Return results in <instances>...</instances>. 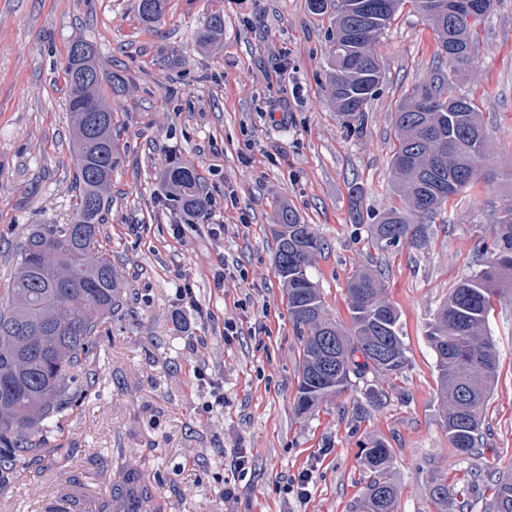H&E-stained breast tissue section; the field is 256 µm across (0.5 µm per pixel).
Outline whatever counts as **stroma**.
Listing matches in <instances>:
<instances>
[{
    "label": "stroma",
    "mask_w": 512,
    "mask_h": 512,
    "mask_svg": "<svg viewBox=\"0 0 512 512\" xmlns=\"http://www.w3.org/2000/svg\"><path fill=\"white\" fill-rule=\"evenodd\" d=\"M216 10L224 42L198 50L190 37ZM136 15V0H0V290L24 235L74 215L63 78L71 44L89 42L101 69L124 79L108 95L118 154L100 235L121 305L101 328L98 383L36 456L0 471V512H101L106 502L126 512L112 489L129 463L152 493L143 512H359L373 439L393 458L396 512H439L426 493L438 478L463 494L448 512L462 501L485 512L494 482L512 475V289L495 296L490 315L498 377L475 456L448 442L426 331L512 203L503 176L512 166V0H495L470 75L451 83L480 107L493 153L419 250L378 248L351 224L348 197L361 186L364 209L376 213L397 201L395 114L430 79L435 51L417 12L402 7L378 43L385 79L355 134L325 92L330 21L306 0H170L150 31ZM174 160L202 174L205 215L167 204L163 175ZM283 203L325 242L309 274L337 323L351 324L348 279L381 264L408 358L402 374L352 379L304 414L295 409L300 343L275 261L272 216ZM217 224L228 230L216 237ZM186 280L197 308L176 294ZM228 319L237 324L230 339ZM258 321L266 331L255 332ZM370 386L384 390L381 405L366 401ZM305 469L312 481L301 497L292 480ZM228 486L238 493L230 509Z\"/></svg>",
    "instance_id": "1"
}]
</instances>
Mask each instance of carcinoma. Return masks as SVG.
Instances as JSON below:
<instances>
[{
  "instance_id": "obj_1",
  "label": "carcinoma",
  "mask_w": 512,
  "mask_h": 512,
  "mask_svg": "<svg viewBox=\"0 0 512 512\" xmlns=\"http://www.w3.org/2000/svg\"><path fill=\"white\" fill-rule=\"evenodd\" d=\"M169 0H138L139 24L150 28L166 14ZM368 12L345 11L336 0H307L311 13L331 17L327 36L326 88L330 102L349 129L365 120L368 103L379 93L384 70L376 45L392 17L405 3L429 16L436 52L431 79L415 86L395 113L397 143L391 172L404 207L377 214L361 208L362 188L349 191L350 216L366 225L382 249L426 243L424 224L442 215L448 202L475 186L490 157L491 144L482 113L472 99L449 91L442 70L447 59L458 68L470 64L482 17L465 11L428 15L427 0H365ZM224 40V13L209 14L192 35V44L210 49ZM78 61L90 73L72 74L67 63V112L76 159V207L62 232L46 225L29 233L18 247L16 273L0 296V468L14 469L38 450L39 436L58 416L80 402L98 380L90 355L100 328L119 308L120 285L112 260L102 253L100 226L112 204L116 138L112 106L103 83H122L100 69L95 51ZM433 98L429 112L419 111L418 95ZM202 176L192 166L165 173L171 206L195 215L208 206ZM277 269L287 296L288 314L300 340L296 407L301 413L338 395L351 377L368 372L391 377L407 364L399 313L384 297L383 274L361 268L348 280L346 294L352 327L329 318L321 293L308 274L324 243L288 205L273 217ZM491 259L461 279L429 324L428 340L441 379L442 424L448 440L464 456L478 452L484 435V410L497 376L498 355L487 337L492 299L512 288V204L493 225L484 245ZM391 455L377 439L370 441L364 466L369 473L362 512H394L397 489L390 478ZM428 495L448 506V484L435 480ZM488 512H512V477L496 481Z\"/></svg>"
}]
</instances>
